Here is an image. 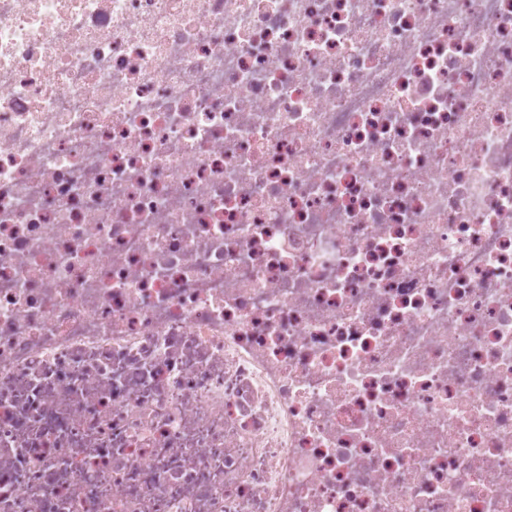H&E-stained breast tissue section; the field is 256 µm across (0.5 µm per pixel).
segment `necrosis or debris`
Listing matches in <instances>:
<instances>
[{
    "instance_id": "obj_1",
    "label": "necrosis or debris",
    "mask_w": 512,
    "mask_h": 512,
    "mask_svg": "<svg viewBox=\"0 0 512 512\" xmlns=\"http://www.w3.org/2000/svg\"><path fill=\"white\" fill-rule=\"evenodd\" d=\"M0 512H512V0H0Z\"/></svg>"
}]
</instances>
